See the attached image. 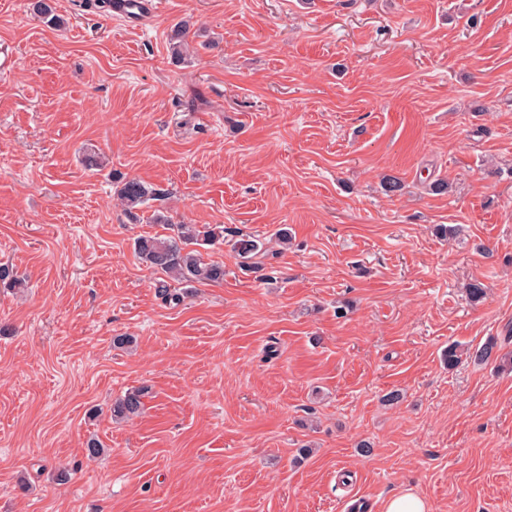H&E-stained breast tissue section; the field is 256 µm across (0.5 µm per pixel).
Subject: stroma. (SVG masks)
Instances as JSON below:
<instances>
[{
    "label": "stroma",
    "mask_w": 512,
    "mask_h": 512,
    "mask_svg": "<svg viewBox=\"0 0 512 512\" xmlns=\"http://www.w3.org/2000/svg\"><path fill=\"white\" fill-rule=\"evenodd\" d=\"M32 2L0 0V512H512V0ZM122 176L223 227V282L157 295ZM153 2V0H113L110 8L112 16L125 20L132 18V15L140 16L150 10L158 9L159 3ZM131 3L133 5H130ZM229 242H232L230 245L233 251L245 261L252 260L258 256H266L270 252L268 248L270 241L261 238L241 236L235 240L231 239ZM142 393L138 390L127 392L112 404V419L129 418L137 414L142 406ZM385 512H429L426 501L411 490L393 497L385 506Z\"/></svg>",
    "instance_id": "1"
}]
</instances>
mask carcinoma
Here are the masks:
<instances>
[{
	"instance_id": "cac0c4a2",
	"label": "carcinoma",
	"mask_w": 512,
	"mask_h": 512,
	"mask_svg": "<svg viewBox=\"0 0 512 512\" xmlns=\"http://www.w3.org/2000/svg\"><path fill=\"white\" fill-rule=\"evenodd\" d=\"M33 12L45 24L61 27L65 21L56 13L53 0H35ZM187 26L181 23L174 30V42L170 43L172 57L183 59ZM117 196L126 209L143 206L150 201H158L167 193L162 188L151 187L137 179H126L117 189ZM155 224L171 226L172 234L143 236L135 240V250L152 268L161 272L166 279L157 283L156 293L165 301L179 302L180 294L171 288V283L212 284L224 281V266L208 259L204 253L207 247L224 240V228L210 225L175 224L165 215L155 214ZM237 255L248 261L269 253L268 241L251 236H241L231 243ZM142 393L138 390L127 392L112 404V418L124 419L137 414L142 406Z\"/></svg>"
}]
</instances>
